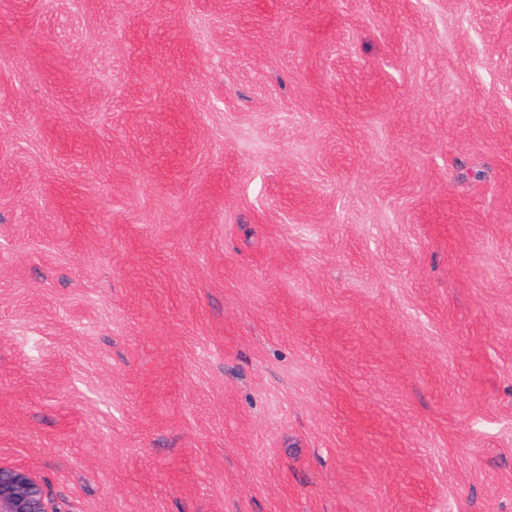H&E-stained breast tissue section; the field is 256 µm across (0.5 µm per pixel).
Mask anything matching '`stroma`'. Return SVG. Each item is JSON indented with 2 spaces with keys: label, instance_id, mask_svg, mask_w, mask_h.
I'll return each mask as SVG.
<instances>
[{
  "label": "stroma",
  "instance_id": "stroma-1",
  "mask_svg": "<svg viewBox=\"0 0 512 512\" xmlns=\"http://www.w3.org/2000/svg\"><path fill=\"white\" fill-rule=\"evenodd\" d=\"M1 464L512 512V0H0Z\"/></svg>",
  "mask_w": 512,
  "mask_h": 512
}]
</instances>
